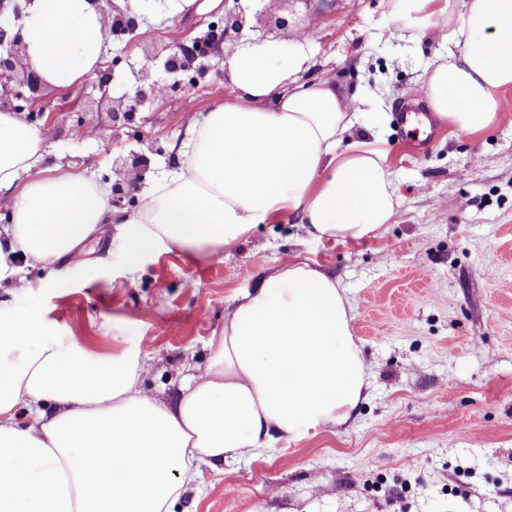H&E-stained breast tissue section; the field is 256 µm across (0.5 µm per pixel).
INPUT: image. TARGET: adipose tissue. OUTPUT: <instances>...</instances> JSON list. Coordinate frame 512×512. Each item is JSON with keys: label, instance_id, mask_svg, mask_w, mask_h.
I'll return each instance as SVG.
<instances>
[{"label": "adipose tissue", "instance_id": "1", "mask_svg": "<svg viewBox=\"0 0 512 512\" xmlns=\"http://www.w3.org/2000/svg\"><path fill=\"white\" fill-rule=\"evenodd\" d=\"M111 18L91 0H31L23 64L51 88L97 76ZM449 58L426 73L427 101L452 132L500 118L512 87V0H463ZM242 42L231 96L185 117L192 146L121 219L126 262L228 247L255 225L298 218L319 240H360L391 221L396 190L376 145L343 138L361 101L328 77L296 84L308 56ZM46 137L0 109V282L27 283L14 261L45 266L114 221L94 177L37 169ZM336 279L288 261L237 296L210 337L203 374L167 406L141 394L139 347L121 357L61 343L35 308L0 300V512H170L207 460L238 459L321 424L353 421L366 369Z\"/></svg>", "mask_w": 512, "mask_h": 512}]
</instances>
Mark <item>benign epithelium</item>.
Wrapping results in <instances>:
<instances>
[{"instance_id": "7a95c632", "label": "benign epithelium", "mask_w": 512, "mask_h": 512, "mask_svg": "<svg viewBox=\"0 0 512 512\" xmlns=\"http://www.w3.org/2000/svg\"><path fill=\"white\" fill-rule=\"evenodd\" d=\"M246 23V16L240 9H235L224 15V26L214 36L211 43V53L216 54L220 45L231 34H238ZM25 45L22 37V26L6 29L0 26V76L8 81L0 85V107L12 112H28L30 118L39 120L44 117L41 105L44 85L39 76L28 69L19 67V61ZM166 53L164 66L170 73L180 69L188 70L197 60L195 50L183 41H175L162 48ZM110 73L100 76L95 87L101 92V99L108 100ZM159 84L149 83L137 86L133 91L124 93L112 100V118H131L143 102L149 98H159Z\"/></svg>"}]
</instances>
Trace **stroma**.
<instances>
[{"label":"stroma","mask_w":512,"mask_h":512,"mask_svg":"<svg viewBox=\"0 0 512 512\" xmlns=\"http://www.w3.org/2000/svg\"><path fill=\"white\" fill-rule=\"evenodd\" d=\"M136 25L110 36L103 68L112 96L133 89L143 67L185 84L144 103L134 119L112 121L92 80L44 89L54 137L44 166L94 174L112 186L141 163L142 186L175 170L187 141L186 107L210 111L230 96L223 58L241 38L281 41L291 31L246 25L222 58L205 57L178 75L145 53L182 38L209 40L234 0H114ZM255 9L298 22L316 15L297 81L329 77L361 95L367 112L387 113L381 136L397 195L395 214L375 235L325 241L293 221L259 224L235 246L210 254L173 250L129 272L114 225L81 246L84 262L43 267L17 260L28 288L0 299L37 305L61 342L79 339L116 354L142 337L147 366L139 391L169 405L190 375L205 370L210 336L240 293L286 259L339 281L367 374V398L353 423L323 424L276 439L240 459L205 462L172 512H512V89L503 118L474 135L439 121L401 130V105L426 101L424 71L446 53L442 19L410 34L401 0H256Z\"/></svg>","instance_id":"stroma-1"}]
</instances>
